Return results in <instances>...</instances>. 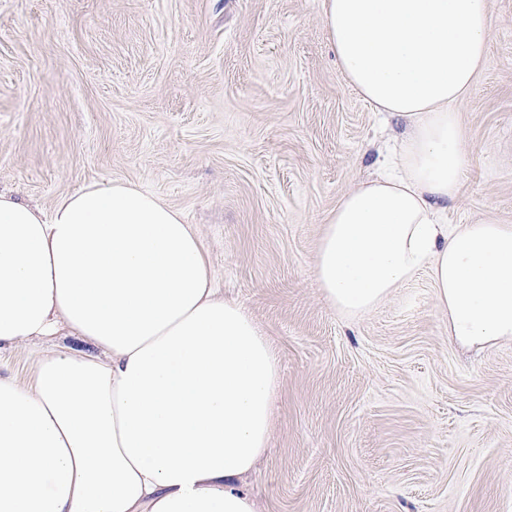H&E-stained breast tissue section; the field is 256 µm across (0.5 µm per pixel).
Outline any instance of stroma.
<instances>
[{"mask_svg":"<svg viewBox=\"0 0 512 512\" xmlns=\"http://www.w3.org/2000/svg\"><path fill=\"white\" fill-rule=\"evenodd\" d=\"M489 8L451 224H512V0ZM402 133L346 83L321 0H0V191L156 193L274 344L258 512H512V342L449 343L425 271L356 318L314 278L337 203Z\"/></svg>","mask_w":512,"mask_h":512,"instance_id":"obj_1","label":"stroma"}]
</instances>
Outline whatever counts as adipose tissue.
I'll return each mask as SVG.
<instances>
[{
	"label": "adipose tissue",
	"mask_w": 512,
	"mask_h": 512,
	"mask_svg": "<svg viewBox=\"0 0 512 512\" xmlns=\"http://www.w3.org/2000/svg\"><path fill=\"white\" fill-rule=\"evenodd\" d=\"M322 21L348 83L407 125L388 174L326 225L325 300L355 317L425 270L453 344L512 340V224L441 220L488 0H323ZM28 344L32 381L0 376V512H257L244 480L268 451L277 354L179 210L133 183L48 212L0 191V348Z\"/></svg>",
	"instance_id": "obj_1"
}]
</instances>
